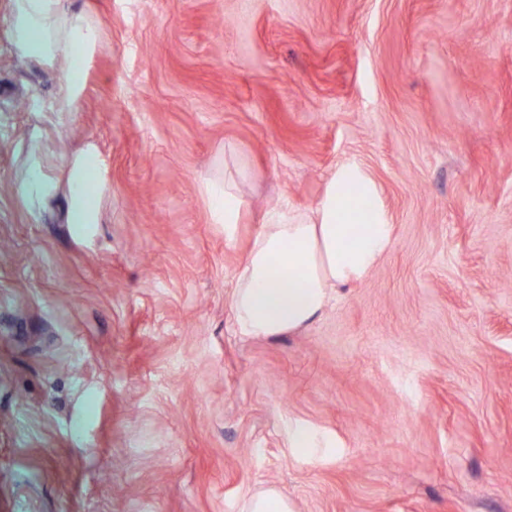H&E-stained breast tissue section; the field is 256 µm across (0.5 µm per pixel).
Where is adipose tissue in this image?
Listing matches in <instances>:
<instances>
[{
    "instance_id": "adipose-tissue-1",
    "label": "adipose tissue",
    "mask_w": 512,
    "mask_h": 512,
    "mask_svg": "<svg viewBox=\"0 0 512 512\" xmlns=\"http://www.w3.org/2000/svg\"><path fill=\"white\" fill-rule=\"evenodd\" d=\"M98 40L96 27L80 12L65 11L60 0H13L11 41L22 54L67 75V93L55 112L68 111L81 82L82 58ZM96 153L79 156L66 170L68 221L95 224L99 211L87 197V181L98 169ZM248 176L234 149L224 151V177L208 179L203 192L213 223L232 242L245 199L239 184ZM55 185L40 151L29 157L20 182L23 197L39 208ZM363 206L349 205L352 195ZM393 226L374 181L355 165L340 167L307 218L286 209L266 212L236 274L231 309L245 336H277L317 319L341 289L367 277L392 245Z\"/></svg>"
}]
</instances>
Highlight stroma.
I'll return each mask as SVG.
<instances>
[{
  "label": "stroma",
  "mask_w": 512,
  "mask_h": 512,
  "mask_svg": "<svg viewBox=\"0 0 512 512\" xmlns=\"http://www.w3.org/2000/svg\"><path fill=\"white\" fill-rule=\"evenodd\" d=\"M75 109L0 0V512H512V0H62ZM248 165L233 245L202 182ZM100 158L91 234L29 154ZM360 165L394 226L299 331L230 309L259 219ZM328 447L288 446L294 424ZM55 184L56 181L50 176L41 152L33 151L20 182L22 195L31 205L33 213L38 211L43 199ZM241 512H297V510L292 499L270 488L247 497Z\"/></svg>",
  "instance_id": "35a3bbf8"
}]
</instances>
